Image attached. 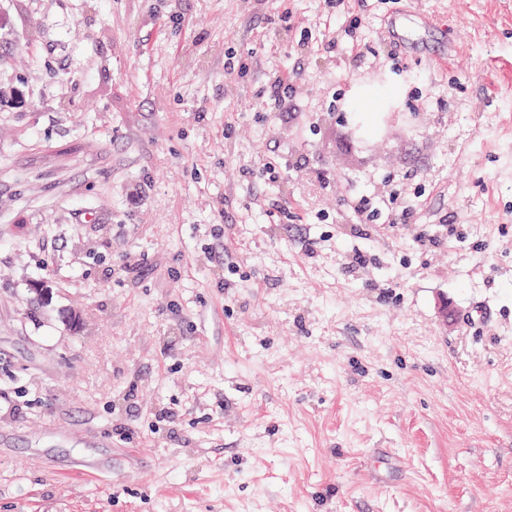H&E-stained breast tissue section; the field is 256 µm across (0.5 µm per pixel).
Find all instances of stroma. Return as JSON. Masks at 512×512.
I'll return each instance as SVG.
<instances>
[{"mask_svg":"<svg viewBox=\"0 0 512 512\" xmlns=\"http://www.w3.org/2000/svg\"><path fill=\"white\" fill-rule=\"evenodd\" d=\"M14 90L0 512H512V0H0ZM351 20L349 22V25H345L342 23L341 25H336V19L335 17L332 18V15L330 17H326L324 19V29H328L329 31L336 33V42L340 43L344 39H351L352 42L349 43V46L352 49H358L359 44L353 42V36L356 33V29L360 25V18L358 15L350 16ZM336 42L333 40V42L329 41V48H334L336 46ZM294 71V68L288 71V66H284V69L269 74L265 82V88L259 94V98L269 111L284 112L282 114H286L287 118L288 101L295 100L301 94V86L293 75Z\"/></svg>","mask_w":512,"mask_h":512,"instance_id":"obj_1","label":"stroma"}]
</instances>
